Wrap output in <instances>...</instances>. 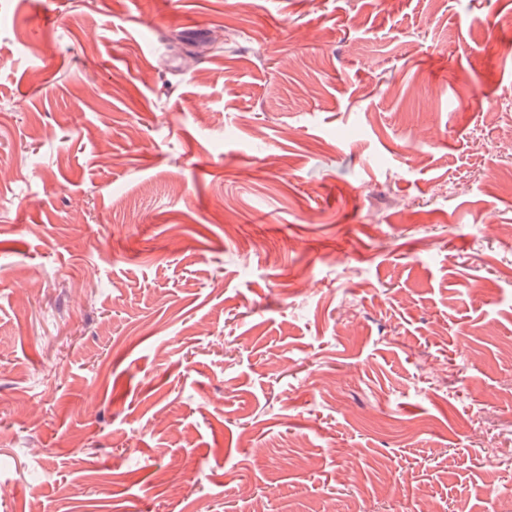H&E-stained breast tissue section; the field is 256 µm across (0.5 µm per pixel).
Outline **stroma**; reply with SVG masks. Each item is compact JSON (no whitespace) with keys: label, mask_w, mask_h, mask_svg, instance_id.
<instances>
[{"label":"stroma","mask_w":512,"mask_h":512,"mask_svg":"<svg viewBox=\"0 0 512 512\" xmlns=\"http://www.w3.org/2000/svg\"><path fill=\"white\" fill-rule=\"evenodd\" d=\"M502 173L512 0H0V512H512Z\"/></svg>","instance_id":"35a3bbf8"}]
</instances>
